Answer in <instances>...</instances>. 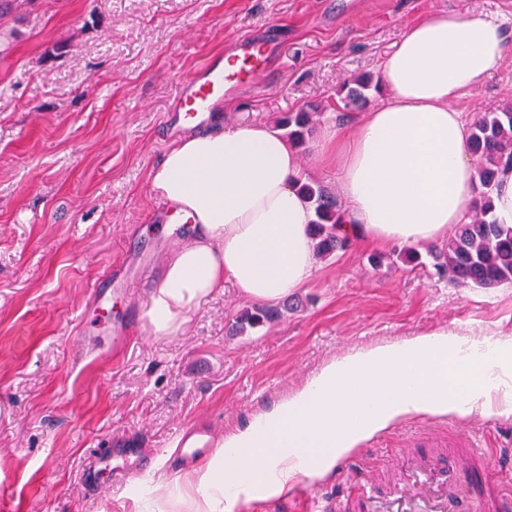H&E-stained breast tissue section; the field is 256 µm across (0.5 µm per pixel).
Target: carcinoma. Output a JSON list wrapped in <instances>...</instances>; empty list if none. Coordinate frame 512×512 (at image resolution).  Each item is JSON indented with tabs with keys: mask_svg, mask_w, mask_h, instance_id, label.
<instances>
[{
	"mask_svg": "<svg viewBox=\"0 0 512 512\" xmlns=\"http://www.w3.org/2000/svg\"><path fill=\"white\" fill-rule=\"evenodd\" d=\"M380 93L372 78L362 75L348 79L338 91L346 109H359L368 102V92ZM288 142L304 148L312 136L313 113L306 110L286 112L277 121ZM469 148L481 160L480 180L484 191L469 222L457 226L444 247L435 253L437 267L454 281L480 288H494L512 282V226L499 224L492 213L491 193L500 172L512 167V104L497 112L480 115L474 122ZM300 191L313 207L316 220L312 224L315 254L326 258L349 246V241L336 236L341 223V204L325 187L306 182ZM300 300L287 298L277 307L254 306L243 310L230 324V336H242L262 328L292 310Z\"/></svg>",
	"mask_w": 512,
	"mask_h": 512,
	"instance_id": "carcinoma-1",
	"label": "carcinoma"
}]
</instances>
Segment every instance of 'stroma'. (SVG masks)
Masks as SVG:
<instances>
[{
	"mask_svg": "<svg viewBox=\"0 0 512 512\" xmlns=\"http://www.w3.org/2000/svg\"><path fill=\"white\" fill-rule=\"evenodd\" d=\"M434 12L502 21L508 50L458 107L468 120L512 102V0H18L0 18L14 32L0 51V512H192L175 501L181 473L173 439L202 425L213 444L271 409L327 361L436 330L512 331V283L477 288L439 274L432 244L419 264L399 246L352 244L316 260L296 291L302 308L243 336L226 329L252 302L225 288L190 310L179 330L154 336L143 320L187 224L157 233L168 205L149 174L172 141L161 118L199 66L250 35L281 59L217 107L222 123L275 124L306 105L336 121L345 78L380 77L403 31ZM118 275L111 321L93 311L91 287ZM139 313L129 346L112 350V325ZM481 451L512 461V417L475 410L416 416L376 433L318 479L300 477L240 512H305L318 494L334 512L362 476L400 471L404 448L469 430ZM104 454L95 476L87 466ZM154 466L116 482L115 466Z\"/></svg>",
	"mask_w": 512,
	"mask_h": 512,
	"instance_id": "stroma-1",
	"label": "stroma"
}]
</instances>
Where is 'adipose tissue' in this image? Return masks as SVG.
Wrapping results in <instances>:
<instances>
[{
  "instance_id": "obj_1",
  "label": "adipose tissue",
  "mask_w": 512,
  "mask_h": 512,
  "mask_svg": "<svg viewBox=\"0 0 512 512\" xmlns=\"http://www.w3.org/2000/svg\"><path fill=\"white\" fill-rule=\"evenodd\" d=\"M505 52L492 17L434 13L402 33L382 61L379 105L317 141L338 174V234L386 247L436 242L466 222L480 182L457 103ZM303 179L298 152L264 122L192 132L168 150L150 187L190 217L194 235L169 257L149 297L145 319L155 335H172L225 287L273 303L310 281L314 212L297 191ZM478 408L512 416L511 335L481 342L442 330L347 353L225 437L189 479L202 493L195 508L230 512L240 497L334 470L392 423Z\"/></svg>"
}]
</instances>
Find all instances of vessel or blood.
I'll list each match as a JSON object with an SVG mask.
<instances>
[{
	"mask_svg": "<svg viewBox=\"0 0 512 512\" xmlns=\"http://www.w3.org/2000/svg\"><path fill=\"white\" fill-rule=\"evenodd\" d=\"M274 63L267 41L247 38L235 51L203 63L196 74L182 82L164 120L169 130L191 131L207 126L215 107L257 73ZM177 461L187 466L202 461L210 444V433L186 428L176 436ZM474 436H466L460 451L446 455L433 452L410 454L399 477L382 491L369 490L358 502L359 512H457L448 490L462 479L460 465L480 459Z\"/></svg>",
	"mask_w": 512,
	"mask_h": 512,
	"instance_id": "vessel-or-blood-1",
	"label": "vessel or blood"
}]
</instances>
